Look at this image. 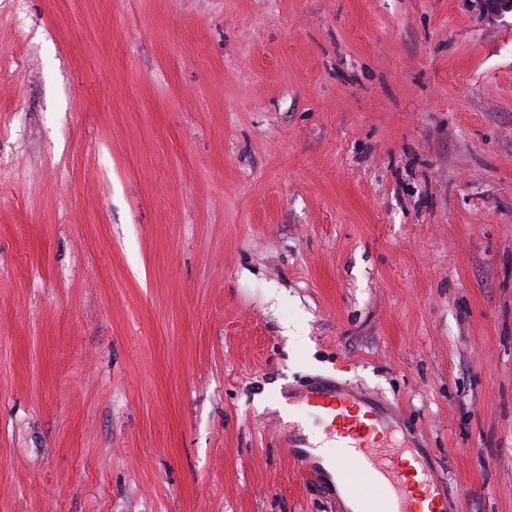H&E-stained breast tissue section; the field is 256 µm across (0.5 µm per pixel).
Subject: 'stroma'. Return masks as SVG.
Instances as JSON below:
<instances>
[{
	"instance_id": "35a3bbf8",
	"label": "stroma",
	"mask_w": 512,
	"mask_h": 512,
	"mask_svg": "<svg viewBox=\"0 0 512 512\" xmlns=\"http://www.w3.org/2000/svg\"><path fill=\"white\" fill-rule=\"evenodd\" d=\"M324 380L512 512V17L0 0V512H343Z\"/></svg>"
}]
</instances>
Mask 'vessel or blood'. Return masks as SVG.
I'll use <instances>...</instances> for the list:
<instances>
[{
  "label": "vessel or blood",
  "mask_w": 512,
  "mask_h": 512,
  "mask_svg": "<svg viewBox=\"0 0 512 512\" xmlns=\"http://www.w3.org/2000/svg\"><path fill=\"white\" fill-rule=\"evenodd\" d=\"M304 404L335 428L337 456L324 462L314 447L289 441L285 455L296 464L303 477L317 485H340L345 496L357 505V512H448V498L441 490L430 463L413 448L378 452L385 418L365 410L362 400L342 386L319 387L307 391ZM384 488L382 498L367 496L364 484Z\"/></svg>",
  "instance_id": "1"
}]
</instances>
